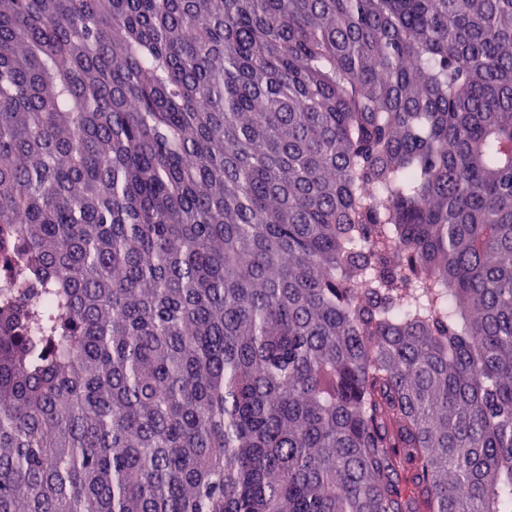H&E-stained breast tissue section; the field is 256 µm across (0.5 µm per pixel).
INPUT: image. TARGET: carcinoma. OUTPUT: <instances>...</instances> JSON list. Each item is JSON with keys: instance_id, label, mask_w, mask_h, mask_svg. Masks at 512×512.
<instances>
[{"instance_id": "carcinoma-1", "label": "carcinoma", "mask_w": 512, "mask_h": 512, "mask_svg": "<svg viewBox=\"0 0 512 512\" xmlns=\"http://www.w3.org/2000/svg\"><path fill=\"white\" fill-rule=\"evenodd\" d=\"M0 512H512V0H0Z\"/></svg>"}]
</instances>
